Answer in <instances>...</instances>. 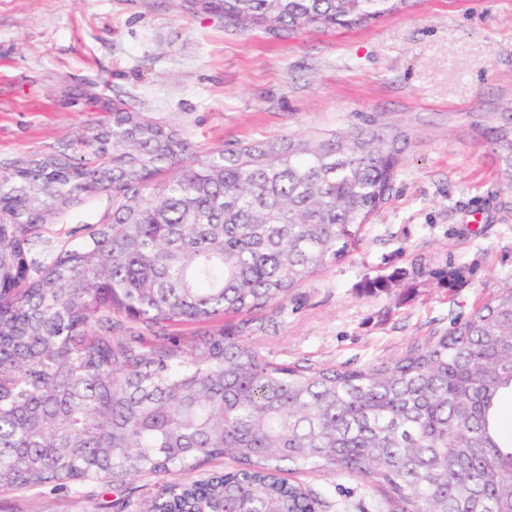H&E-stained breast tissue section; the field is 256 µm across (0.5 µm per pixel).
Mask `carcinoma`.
I'll return each mask as SVG.
<instances>
[{
  "label": "carcinoma",
  "mask_w": 512,
  "mask_h": 512,
  "mask_svg": "<svg viewBox=\"0 0 512 512\" xmlns=\"http://www.w3.org/2000/svg\"><path fill=\"white\" fill-rule=\"evenodd\" d=\"M407 0H193L240 32L364 28ZM71 148L0 166V487L186 475L137 512H319L288 475L355 476L387 512H512V289L360 368L275 362L224 332L153 348L112 335L281 303L348 256L388 201L398 136L371 128L196 149L111 106ZM492 145L512 189V113ZM112 214L44 262L49 216ZM235 466L202 471L209 458Z\"/></svg>",
  "instance_id": "carcinoma-1"
}]
</instances>
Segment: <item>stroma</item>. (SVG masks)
Listing matches in <instances>:
<instances>
[{
  "instance_id": "obj_1",
  "label": "stroma",
  "mask_w": 512,
  "mask_h": 512,
  "mask_svg": "<svg viewBox=\"0 0 512 512\" xmlns=\"http://www.w3.org/2000/svg\"><path fill=\"white\" fill-rule=\"evenodd\" d=\"M121 101L202 148L370 126L401 163L359 247L284 306L235 318L268 357L356 368L447 330L512 288V190L485 118L512 103V0H411L355 30L240 34L185 0H0V165L73 143ZM107 194L46 224L38 256L104 223ZM460 271L458 282L438 272ZM389 291L369 294L371 279ZM322 512H385L350 476L303 475ZM164 479L0 488V512H134Z\"/></svg>"
}]
</instances>
